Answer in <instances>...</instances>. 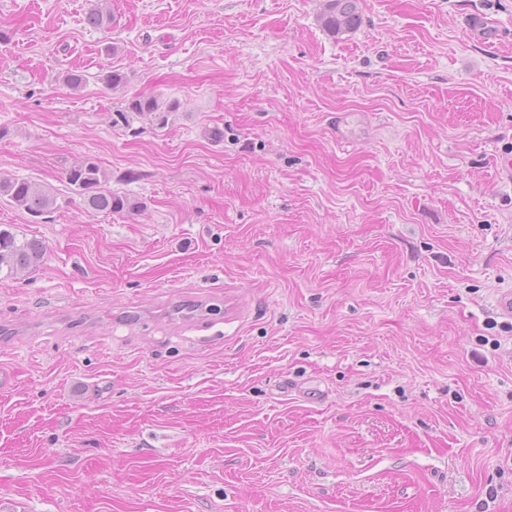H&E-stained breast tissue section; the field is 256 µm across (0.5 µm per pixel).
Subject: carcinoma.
<instances>
[{"label":"carcinoma","mask_w":512,"mask_h":512,"mask_svg":"<svg viewBox=\"0 0 512 512\" xmlns=\"http://www.w3.org/2000/svg\"><path fill=\"white\" fill-rule=\"evenodd\" d=\"M358 0H326L319 17L323 29L336 36L356 29L361 23ZM128 110L137 115H151L166 121V113L176 110V104H165L153 95H139L128 103ZM68 183L89 212H122L129 207L128 198L106 187L107 172L96 162L85 160L71 166L66 172ZM6 198L15 207L33 218L45 216L57 206V197L50 188L23 178L0 177V198ZM46 250L36 239L19 240L7 230H0V273L14 277L37 267Z\"/></svg>","instance_id":"cac0c4a2"}]
</instances>
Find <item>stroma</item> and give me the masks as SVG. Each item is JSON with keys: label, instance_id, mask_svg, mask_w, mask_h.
<instances>
[{"label": "stroma", "instance_id": "obj_1", "mask_svg": "<svg viewBox=\"0 0 512 512\" xmlns=\"http://www.w3.org/2000/svg\"><path fill=\"white\" fill-rule=\"evenodd\" d=\"M324 4L0 0V512H512V0ZM357 2L358 0H326L325 9L319 17L323 29L334 37L356 29L361 23ZM176 106L174 103L164 104L153 95H139L129 101L127 109L135 115H153L160 122H165L164 112L174 111ZM66 178L79 196L82 207L88 212L112 214L129 207L126 196L105 187L110 178L94 161L85 160L71 166L66 172ZM2 197L32 218H43L57 206V197L50 188L23 178L0 177V198ZM46 250L36 239L19 240L7 230H0V274L14 277L37 267L44 259Z\"/></svg>", "mask_w": 512, "mask_h": 512}]
</instances>
